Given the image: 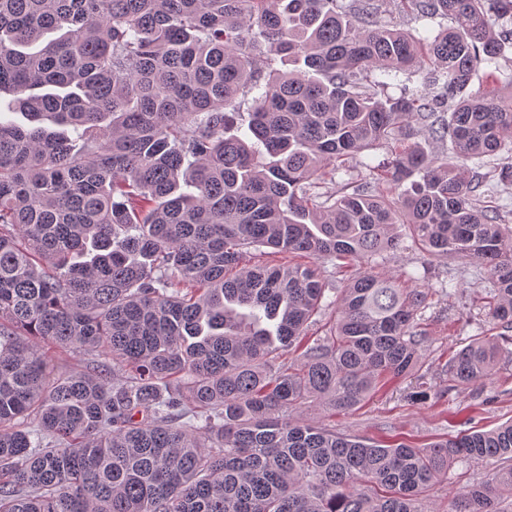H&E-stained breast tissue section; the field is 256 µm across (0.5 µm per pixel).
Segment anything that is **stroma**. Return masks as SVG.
Returning a JSON list of instances; mask_svg holds the SVG:
<instances>
[{
	"label": "stroma",
	"instance_id": "1",
	"mask_svg": "<svg viewBox=\"0 0 512 512\" xmlns=\"http://www.w3.org/2000/svg\"><path fill=\"white\" fill-rule=\"evenodd\" d=\"M379 4L383 20L417 37H434L442 24L438 18L402 11L399 0H379ZM390 148V143L384 142L350 159L334 180L322 185V192L363 179L369 168L390 160ZM399 232L401 248L376 256L372 267L375 272L397 277L403 287L429 289V303L416 317L424 332L422 365L409 377L384 378L352 410L319 408L310 411V419L371 444L404 442L419 448L463 431H486L512 421V332H502L487 315L493 288L484 268L432 255L413 242L407 227H400ZM267 260L317 269L325 280L329 301L359 270L355 264L338 266L327 259L295 254H271ZM484 335L497 337L501 345L492 376L466 387L454 386L448 379L449 358L471 339ZM420 390L427 392V399H412V392ZM500 467V461L494 459L450 464L447 473L420 497L422 512H446L449 493L491 479Z\"/></svg>",
	"mask_w": 512,
	"mask_h": 512
}]
</instances>
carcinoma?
Returning a JSON list of instances; mask_svg holds the SVG:
<instances>
[{"mask_svg":"<svg viewBox=\"0 0 512 512\" xmlns=\"http://www.w3.org/2000/svg\"><path fill=\"white\" fill-rule=\"evenodd\" d=\"M406 2L451 26L413 37L378 0H0V91L29 120L0 121V512H419L449 463L490 458L448 512H505L512 422L416 448L291 418L417 370L428 292L367 266L304 346L316 271L243 265L263 247L363 264L405 224L484 266L512 330V229L476 177L499 156L512 185V96L471 89L512 42V0ZM401 72L430 95L386 94ZM413 122L450 158L409 143ZM388 140L382 168L316 191ZM44 343L88 367L53 372ZM499 352L472 339L449 381Z\"/></svg>","mask_w":512,"mask_h":512,"instance_id":"obj_1","label":"carcinoma"}]
</instances>
